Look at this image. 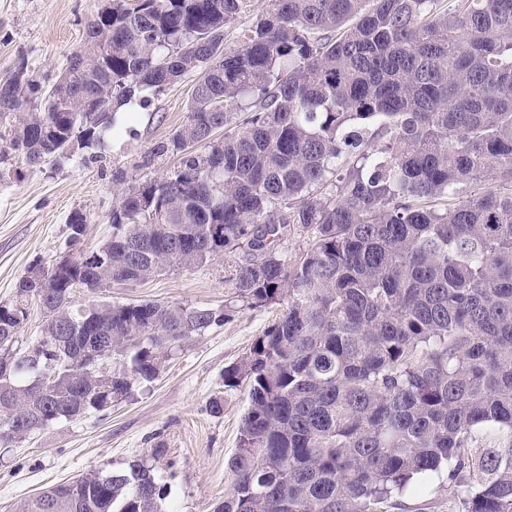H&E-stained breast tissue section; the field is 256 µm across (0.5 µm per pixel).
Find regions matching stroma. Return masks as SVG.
<instances>
[{
	"label": "stroma",
	"mask_w": 512,
	"mask_h": 512,
	"mask_svg": "<svg viewBox=\"0 0 512 512\" xmlns=\"http://www.w3.org/2000/svg\"><path fill=\"white\" fill-rule=\"evenodd\" d=\"M101 0H0V77L25 63L44 87L65 70L71 53L84 45L85 26ZM198 74L167 88L136 112L131 133L105 137L96 152L31 166L10 153L0 164V303L12 300L29 266H53L69 252L68 218H87L82 250L99 247L112 234L109 217L118 200L114 174L126 186L158 179L178 164L173 156H153L154 147L184 124ZM244 250L213 260L168 269L136 284L99 291L80 289L73 304L142 300L194 307L231 305L224 324L181 342L156 379L134 382L127 398L73 421H60L0 447V512L41 491L92 471L126 469L134 459H152L167 496L160 512H214L234 483L229 460L238 446L247 387L224 384V368L249 351L282 313L280 305L252 308L238 300L233 277ZM223 414L210 411L213 398ZM163 448L154 457V448ZM401 512H458L445 478L420 493L406 495Z\"/></svg>",
	"instance_id": "1"
}]
</instances>
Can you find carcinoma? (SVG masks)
Segmentation results:
<instances>
[{"mask_svg": "<svg viewBox=\"0 0 512 512\" xmlns=\"http://www.w3.org/2000/svg\"><path fill=\"white\" fill-rule=\"evenodd\" d=\"M247 2L104 0L50 90L23 63L0 78L8 149L36 165L99 146L123 130L117 112L131 123L200 74L187 122L157 146L179 164L120 192L109 259L92 274L73 259L42 288L28 274L0 305V354L16 362L0 425L24 418V439L100 411L91 353L127 359L119 399L231 312L75 310V283L246 248L237 297L283 312L224 368L248 405L215 512H389L441 476L461 512H512V0H273L226 53ZM86 224L69 217V246ZM292 225L310 244L289 259L273 242ZM34 299L41 336L22 350ZM54 370L57 386L36 385ZM165 495L137 459L18 512H158Z\"/></svg>", "mask_w": 512, "mask_h": 512, "instance_id": "1", "label": "carcinoma"}]
</instances>
